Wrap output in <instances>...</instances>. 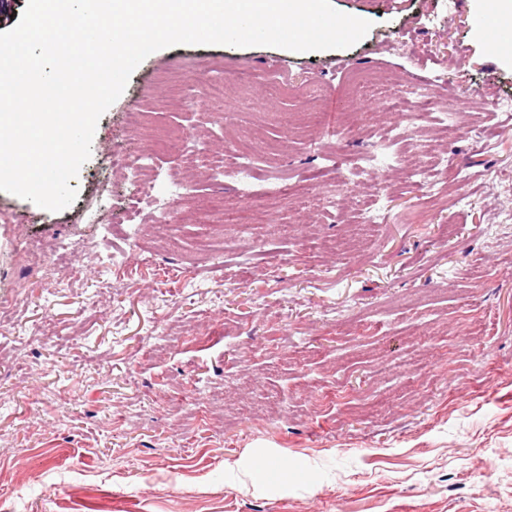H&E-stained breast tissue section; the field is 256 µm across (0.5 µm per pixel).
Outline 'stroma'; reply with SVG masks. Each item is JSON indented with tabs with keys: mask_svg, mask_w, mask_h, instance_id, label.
I'll list each match as a JSON object with an SVG mask.
<instances>
[{
	"mask_svg": "<svg viewBox=\"0 0 512 512\" xmlns=\"http://www.w3.org/2000/svg\"><path fill=\"white\" fill-rule=\"evenodd\" d=\"M332 5L364 38L145 58L64 210L0 191V512H512V111L477 103L512 99V59L472 0ZM216 77L223 102L190 108ZM403 83L432 91L417 135L446 164L383 196ZM463 103L445 138L434 113ZM160 130L251 171L215 185ZM127 153L153 158L135 218ZM270 172L287 197L253 204ZM308 188L322 218L293 203Z\"/></svg>",
	"mask_w": 512,
	"mask_h": 512,
	"instance_id": "stroma-1",
	"label": "stroma"
}]
</instances>
